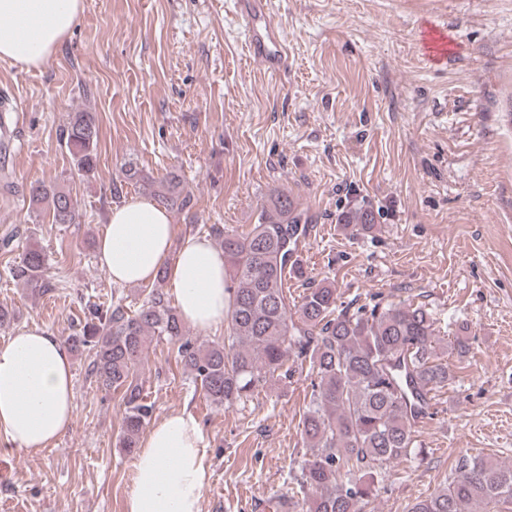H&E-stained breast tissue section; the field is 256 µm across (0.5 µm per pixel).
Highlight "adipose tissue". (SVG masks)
Instances as JSON below:
<instances>
[{
	"label": "adipose tissue",
	"instance_id": "obj_1",
	"mask_svg": "<svg viewBox=\"0 0 512 512\" xmlns=\"http://www.w3.org/2000/svg\"><path fill=\"white\" fill-rule=\"evenodd\" d=\"M83 0H0V60L41 66L82 12ZM100 268L120 285L152 281L166 268L189 325L224 323V255L200 235H177L167 210L147 198L113 207L97 242ZM71 358L39 327L15 332L0 348V435L14 448H47L73 420ZM207 448L196 419L171 413L152 426L133 460L125 512H201Z\"/></svg>",
	"mask_w": 512,
	"mask_h": 512
}]
</instances>
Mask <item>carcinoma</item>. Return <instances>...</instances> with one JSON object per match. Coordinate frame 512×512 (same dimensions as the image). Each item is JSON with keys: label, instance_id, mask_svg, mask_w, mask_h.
Listing matches in <instances>:
<instances>
[{"label": "carcinoma", "instance_id": "1", "mask_svg": "<svg viewBox=\"0 0 512 512\" xmlns=\"http://www.w3.org/2000/svg\"><path fill=\"white\" fill-rule=\"evenodd\" d=\"M99 127L91 113L75 112L61 129L60 141L77 169L94 170ZM153 195L169 209L191 203L175 178L154 180ZM30 206L45 208L55 224L77 223L71 194L58 183L38 182L29 190ZM339 223L358 232L373 230L370 210L345 212ZM313 216L288 194L278 192L246 233L209 227L224 252L225 290L230 296L224 323L225 344L203 346L186 331L164 291L166 274L152 283L134 313L122 300L106 310L98 307L68 348L93 354L91 374L105 390L121 393L125 406L119 445L137 447L154 405L135 378L147 343L164 336L176 359L200 383L217 406L252 395L267 377L288 369V360L309 362L316 380L303 418L310 458L301 483L312 496L306 512H359L374 491L378 469L408 455L414 427L431 415L423 393L447 386L453 373L437 362L434 320L422 305H337L336 289L319 284L300 303L288 305L284 275H303L300 247L309 236ZM14 274L31 296L50 291L43 249L32 243ZM512 512V467L481 456H461L448 486L412 505L409 512H466L469 504Z\"/></svg>", "mask_w": 512, "mask_h": 512}]
</instances>
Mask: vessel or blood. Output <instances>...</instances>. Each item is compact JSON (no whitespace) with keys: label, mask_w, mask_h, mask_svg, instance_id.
Returning <instances> with one entry per match:
<instances>
[{"label":"vessel or blood","mask_w":512,"mask_h":512,"mask_svg":"<svg viewBox=\"0 0 512 512\" xmlns=\"http://www.w3.org/2000/svg\"><path fill=\"white\" fill-rule=\"evenodd\" d=\"M236 4L253 57L268 70H280L287 52L280 30L270 19L269 0H236Z\"/></svg>","instance_id":"obj_1"}]
</instances>
